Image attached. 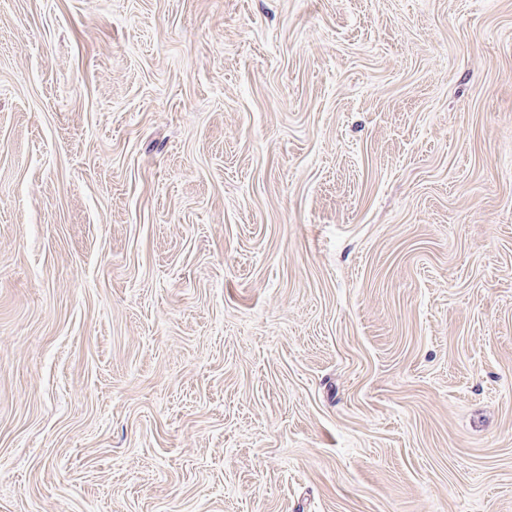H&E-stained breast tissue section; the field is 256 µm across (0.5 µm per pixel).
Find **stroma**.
Instances as JSON below:
<instances>
[{"label": "stroma", "instance_id": "35a3bbf8", "mask_svg": "<svg viewBox=\"0 0 512 512\" xmlns=\"http://www.w3.org/2000/svg\"><path fill=\"white\" fill-rule=\"evenodd\" d=\"M0 512H512V0H0Z\"/></svg>", "mask_w": 512, "mask_h": 512}]
</instances>
